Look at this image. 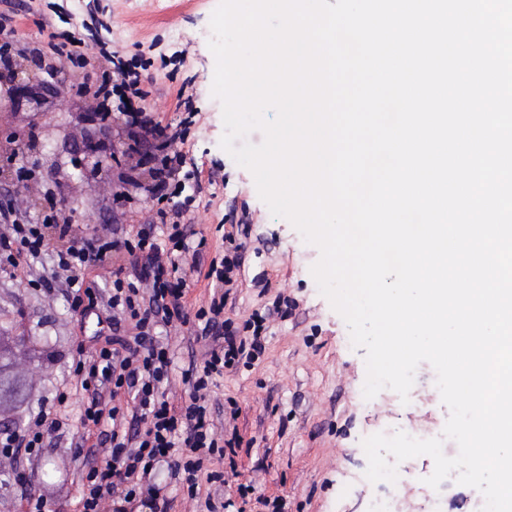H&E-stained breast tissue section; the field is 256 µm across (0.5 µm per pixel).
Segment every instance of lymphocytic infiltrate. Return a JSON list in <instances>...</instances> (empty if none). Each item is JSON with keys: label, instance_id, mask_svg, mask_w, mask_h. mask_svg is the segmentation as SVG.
Masks as SVG:
<instances>
[{"label": "lymphocytic infiltrate", "instance_id": "obj_1", "mask_svg": "<svg viewBox=\"0 0 512 512\" xmlns=\"http://www.w3.org/2000/svg\"><path fill=\"white\" fill-rule=\"evenodd\" d=\"M47 47L76 69L98 62L94 87L81 83L76 91L90 95L101 117L112 118L129 141L121 183L145 186L158 206L153 223L133 234L122 224L87 234L59 223L53 214L40 224H22L19 205L0 207L1 272L53 253L75 310L84 315L103 308L112 312V336L105 346L93 352L78 347L73 389H62L53 402L39 405L24 434L0 432V459L37 458L44 437L63 429L62 409L76 389L86 398L83 423L99 431L92 448H77L72 456L80 486L78 512H100L104 505L110 512H133L138 504L150 512H170L173 502L154 478L162 462L189 499H203L206 512H235L237 499L248 497L254 486L241 484L227 493L213 468L226 451L238 447L240 434L237 405H229L223 420H215L212 389L225 374L256 365L265 350L268 314L255 312L240 322L230 316L241 277L237 231L250 219H231L221 259L206 260L205 241L188 247L182 224L186 208L170 201L185 162L177 149L185 141L184 129L161 126L149 117L143 104L150 91L135 61L104 44L69 36L49 39ZM143 144L149 148L146 162L138 157ZM158 225L166 228L168 244L158 243ZM103 263L113 268L111 288L86 286L85 269ZM198 271L204 272L211 293L207 305L192 312L188 279ZM191 321L204 348L200 362L183 371L184 396L176 404L167 395L173 353L162 336L173 323Z\"/></svg>", "mask_w": 512, "mask_h": 512}]
</instances>
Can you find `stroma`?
<instances>
[{
    "mask_svg": "<svg viewBox=\"0 0 512 512\" xmlns=\"http://www.w3.org/2000/svg\"><path fill=\"white\" fill-rule=\"evenodd\" d=\"M219 0H0V13L13 10L11 37L18 50L14 66L36 72V81L20 89L0 69V170L8 177L0 193L26 200V222L42 223L50 202L68 201L56 212L85 233L104 224H145L154 213L149 195L130 189L115 200L118 176L127 169V144L117 132L101 136L103 125L90 100L61 93L69 71L45 53L50 34L68 31L110 42L125 56L146 62L142 75L152 94L148 112L161 124H178L184 110L177 91L190 80L197 123L182 151L186 156V196L192 202L184 217L189 244L206 236L208 257L223 243L225 216L249 212L252 222L240 236L243 286L236 306L241 317L272 307L277 296L299 306L286 318H274L267 331L263 361L221 380L219 403L236 401L243 441L230 461L221 464L229 485L254 483L256 495L282 496L287 512H366L369 500L382 494L384 483L366 479L364 438L384 426L418 425L442 436L449 416L429 363L417 370L420 401L398 405L365 399V349L353 347L344 319L331 306L311 273L319 249L307 243L287 220L273 216L260 199L249 170L239 166L220 141L225 127L222 105L212 94L216 59L209 48L210 19ZM42 56H34L33 48ZM187 51L180 70L164 57ZM215 184H208L209 174ZM206 187H198V180ZM264 249H257V242ZM53 265L43 256L33 268L0 272V341L10 344L11 373L22 380L21 400L0 398V431L23 434L28 417L40 403L73 379V355L88 341L94 322L82 321L72 307L65 283L52 292L28 284L33 275ZM177 367L169 387L171 400L184 394L180 372L200 346L193 326L180 325L170 336ZM84 398L74 394L67 404V432L51 439L42 453L29 490L47 499L54 512H75L78 489L72 452L82 437ZM401 484L395 492L401 512H476L483 496L457 485L432 508L425 483L434 469L430 456L402 461Z\"/></svg>",
    "mask_w": 512,
    "mask_h": 512,
    "instance_id": "stroma-1",
    "label": "stroma"
}]
</instances>
